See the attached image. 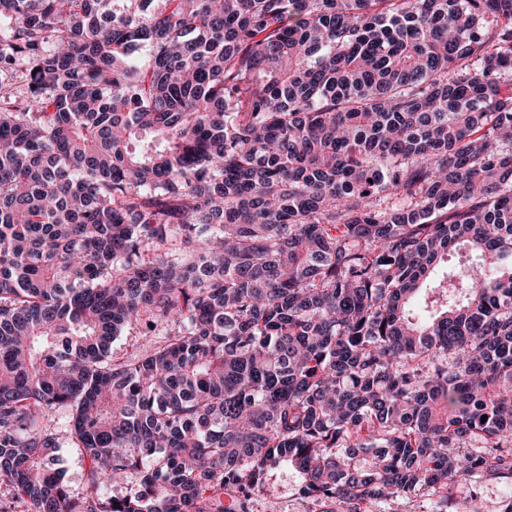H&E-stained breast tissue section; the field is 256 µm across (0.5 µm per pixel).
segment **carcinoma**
Masks as SVG:
<instances>
[{
    "mask_svg": "<svg viewBox=\"0 0 512 512\" xmlns=\"http://www.w3.org/2000/svg\"><path fill=\"white\" fill-rule=\"evenodd\" d=\"M281 467L512 500V0H0V512H241ZM61 441L63 448H60L57 455V467L63 472L71 493L81 496L86 493L88 487V466L78 451L64 442V436ZM476 495L483 503L484 512H501V501L503 491L501 487L494 482L484 481L477 489Z\"/></svg>",
    "mask_w": 512,
    "mask_h": 512,
    "instance_id": "cac0c4a2",
    "label": "carcinoma"
}]
</instances>
